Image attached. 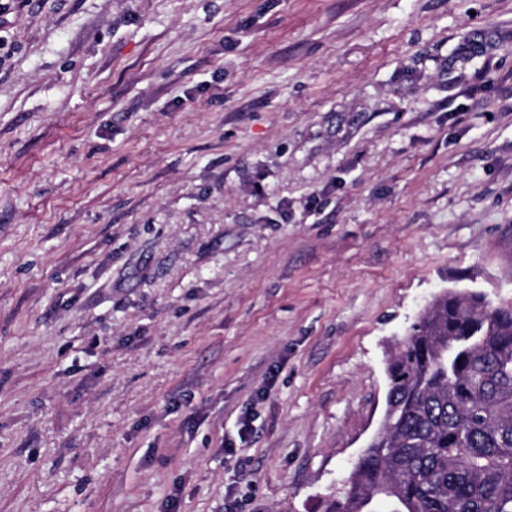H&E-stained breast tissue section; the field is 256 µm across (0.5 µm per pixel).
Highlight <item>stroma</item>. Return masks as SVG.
Masks as SVG:
<instances>
[{
    "instance_id": "obj_1",
    "label": "stroma",
    "mask_w": 512,
    "mask_h": 512,
    "mask_svg": "<svg viewBox=\"0 0 512 512\" xmlns=\"http://www.w3.org/2000/svg\"><path fill=\"white\" fill-rule=\"evenodd\" d=\"M446 289L512 305V0L0 14V512H325Z\"/></svg>"
}]
</instances>
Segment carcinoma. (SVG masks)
<instances>
[{
  "mask_svg": "<svg viewBox=\"0 0 512 512\" xmlns=\"http://www.w3.org/2000/svg\"><path fill=\"white\" fill-rule=\"evenodd\" d=\"M387 375L382 427L326 512H512V307L441 292Z\"/></svg>",
  "mask_w": 512,
  "mask_h": 512,
  "instance_id": "carcinoma-1",
  "label": "carcinoma"
}]
</instances>
